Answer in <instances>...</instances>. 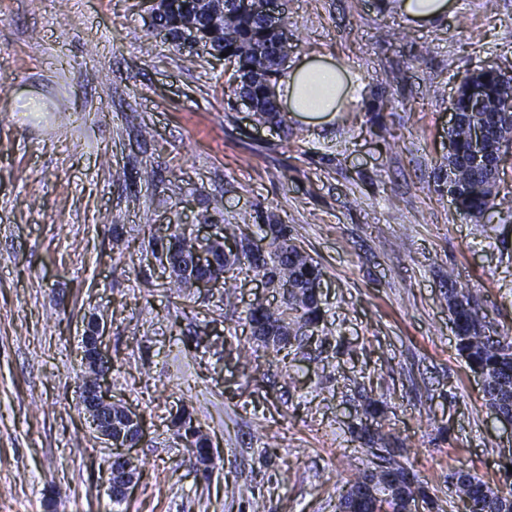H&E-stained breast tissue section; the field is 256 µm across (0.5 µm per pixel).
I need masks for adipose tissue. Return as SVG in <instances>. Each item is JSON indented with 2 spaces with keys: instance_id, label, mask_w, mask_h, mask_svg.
I'll return each instance as SVG.
<instances>
[{
  "instance_id": "adipose-tissue-1",
  "label": "adipose tissue",
  "mask_w": 512,
  "mask_h": 512,
  "mask_svg": "<svg viewBox=\"0 0 512 512\" xmlns=\"http://www.w3.org/2000/svg\"><path fill=\"white\" fill-rule=\"evenodd\" d=\"M361 86L342 62L313 56L287 67L276 88L289 115L307 124H327L360 98Z\"/></svg>"
}]
</instances>
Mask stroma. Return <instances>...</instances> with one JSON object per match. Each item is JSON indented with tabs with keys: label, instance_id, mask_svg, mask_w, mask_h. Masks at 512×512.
I'll use <instances>...</instances> for the list:
<instances>
[{
	"label": "stroma",
	"instance_id": "obj_1",
	"mask_svg": "<svg viewBox=\"0 0 512 512\" xmlns=\"http://www.w3.org/2000/svg\"><path fill=\"white\" fill-rule=\"evenodd\" d=\"M390 2L288 0L290 62L333 57L365 92L331 124L276 126L241 105L227 62L158 35L144 0H0V512H336L365 422L443 512H466L446 483L458 470L512 490V428L446 301L468 290L512 334V219L469 220L441 168L462 79L512 75V0H456L432 28ZM91 51L96 68L77 69ZM245 212L323 271V320L285 365L244 322L280 303L262 272L232 269L231 312L223 287L165 290L152 254L168 225L219 234ZM93 314L112 398L147 429L119 508L73 380ZM180 407L209 467L186 460ZM172 426L175 428L174 434L179 439L187 441L191 448H195L201 458L200 463L204 464L203 451L204 448H208L209 440L202 433L201 427L192 413L185 409L182 410V414L173 417ZM183 440L181 441L185 443Z\"/></svg>",
	"mask_w": 512,
	"mask_h": 512
}]
</instances>
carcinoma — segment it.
<instances>
[{"mask_svg":"<svg viewBox=\"0 0 512 512\" xmlns=\"http://www.w3.org/2000/svg\"><path fill=\"white\" fill-rule=\"evenodd\" d=\"M182 18L192 22H203L213 33V46L226 52L225 59L233 63L235 75L241 79L238 94L245 95L255 103L254 114L263 123L280 122L274 87L282 68L288 62L293 46L282 33L271 26L259 13L236 4L232 0L203 7L197 0H183ZM478 78L485 89L487 111L473 114L467 111L469 78H464L458 87L456 105L461 113V123L449 132L453 138L454 153L448 157V165L454 169L457 193V209L480 222L487 213L496 210L512 217V196H499L495 182L489 181V171L483 163L475 162L471 154L468 130L471 125L498 119L500 139L504 147L512 142V77L495 69L478 71ZM248 217L241 223L225 228L224 239L209 245L219 270L225 272L239 261L238 255L224 251V240L248 239L245 227ZM282 244L271 245L261 254L244 251L250 265L271 273L279 286L288 287V298L279 306L259 304L246 314L252 330V338L273 360L286 362L292 349L303 348L304 339L300 330L319 324L322 314L316 299L314 283L322 273L315 261L293 242L288 229L279 228ZM173 276L166 283L171 288L194 286L193 273L187 268L172 270ZM448 311L450 321L456 329L458 354L471 370H481L487 379L484 388L486 406L501 422H512V340L488 333V314L468 292L448 289ZM175 435L187 441L190 447L203 454L209 440L192 413L184 410L173 417ZM385 472L366 468L357 477L346 483V489L338 499L336 512H410L416 501L432 504L425 489L416 484L407 486L404 492L394 495L387 490ZM455 491L466 503L468 512H504L509 508L507 498L499 495L485 481L468 472H457ZM370 488L371 493L361 489Z\"/></svg>","mask_w":512,"mask_h":512,"instance_id":"carcinoma-1","label":"carcinoma"}]
</instances>
